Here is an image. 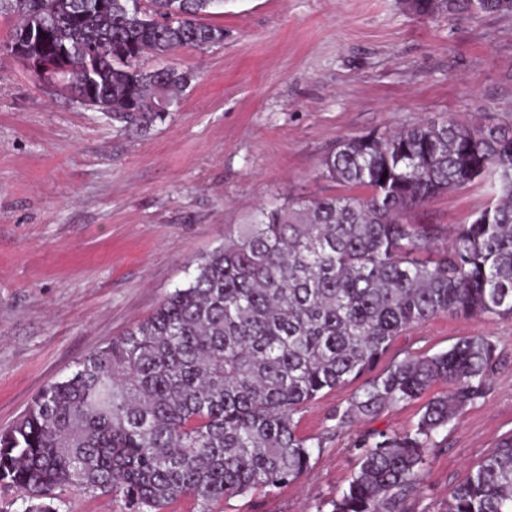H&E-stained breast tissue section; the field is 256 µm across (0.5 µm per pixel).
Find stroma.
<instances>
[{
    "instance_id": "35a3bbf8",
    "label": "stroma",
    "mask_w": 512,
    "mask_h": 512,
    "mask_svg": "<svg viewBox=\"0 0 512 512\" xmlns=\"http://www.w3.org/2000/svg\"><path fill=\"white\" fill-rule=\"evenodd\" d=\"M224 40L139 60L189 76L177 108L144 129L39 80L7 46L0 12V430L76 361L150 316L237 224L287 199L340 193L322 169L344 137L425 117L512 126V11L420 17L404 0H226L206 16ZM484 187L448 191L413 223L471 221ZM495 347L483 398L438 431L410 512H445L470 470L512 435V320L440 314L395 336L373 374L446 351ZM364 383L323 391L298 414L320 440L308 472L229 497L216 512H317L361 462L360 436L415 428L424 399L338 426ZM59 512H124L110 494L66 489Z\"/></svg>"
}]
</instances>
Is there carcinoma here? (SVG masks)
<instances>
[{
  "label": "carcinoma",
  "instance_id": "carcinoma-1",
  "mask_svg": "<svg viewBox=\"0 0 512 512\" xmlns=\"http://www.w3.org/2000/svg\"><path fill=\"white\" fill-rule=\"evenodd\" d=\"M0 0L22 26L81 34L69 62L100 60L94 93L112 119L147 126L187 85L177 68L137 67L224 40L202 22L225 0ZM423 16L512 11V0H416ZM347 193L286 200L238 224L201 259L186 286L123 336L45 386L0 431V484L24 492L23 512H58L55 490L102 491L128 512H164L184 496L198 512L300 478L321 442L295 416L324 390L370 370L404 329L439 314L512 318V129L426 118L401 131L340 139L322 161ZM473 183L484 207L453 235L409 224L425 201ZM494 363L486 338L390 365L336 414L337 426L420 398L416 428L362 439L360 469L332 512H409L434 434L485 394ZM447 512H512V437L448 499Z\"/></svg>",
  "mask_w": 512,
  "mask_h": 512
}]
</instances>
